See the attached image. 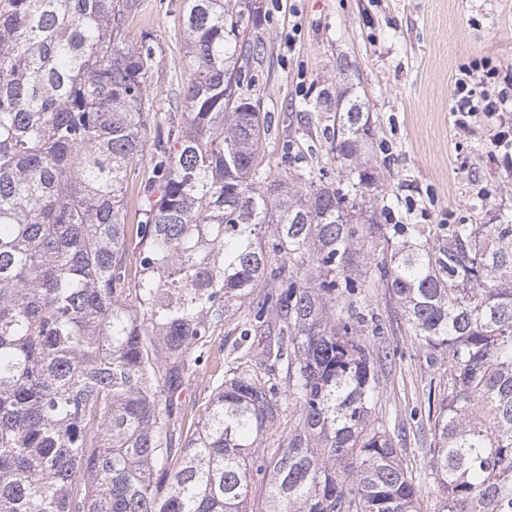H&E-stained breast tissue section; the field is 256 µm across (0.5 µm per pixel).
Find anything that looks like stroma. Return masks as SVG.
Segmentation results:
<instances>
[{"label":"stroma","mask_w":512,"mask_h":512,"mask_svg":"<svg viewBox=\"0 0 512 512\" xmlns=\"http://www.w3.org/2000/svg\"><path fill=\"white\" fill-rule=\"evenodd\" d=\"M262 23L252 38L263 59L248 90L271 119L262 167L323 170L346 188L332 157L329 132L350 101L365 103L374 130L391 224H495L512 217V169L495 146L496 125L471 119L460 128L451 112L463 67L487 58L512 68V0H257ZM183 0H141L128 32L148 38L159 61L149 96L158 117L181 116L179 92L189 76ZM367 313L384 323L393 357L382 367L376 413L402 428L404 465L419 488L421 512L440 499L429 476V392L446 365L410 336L389 291L370 289Z\"/></svg>","instance_id":"obj_1"}]
</instances>
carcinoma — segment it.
<instances>
[{"label":"carcinoma","mask_w":512,"mask_h":512,"mask_svg":"<svg viewBox=\"0 0 512 512\" xmlns=\"http://www.w3.org/2000/svg\"><path fill=\"white\" fill-rule=\"evenodd\" d=\"M139 7L0 0V512H418L375 415L382 359L362 336L384 331L361 295L378 284L448 356L438 512H512V219L445 224L436 248L348 205L376 185L357 103L332 143L347 192L262 170L267 115L225 98L261 54L252 0H184L186 112L162 124L156 52L128 40ZM367 245L381 259L361 266ZM233 317L276 340L178 408Z\"/></svg>","instance_id":"1"}]
</instances>
